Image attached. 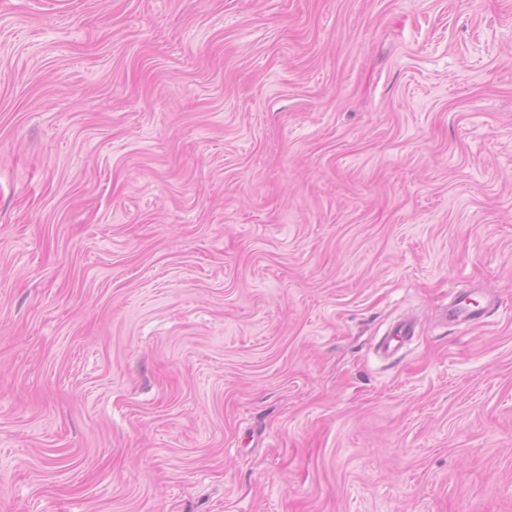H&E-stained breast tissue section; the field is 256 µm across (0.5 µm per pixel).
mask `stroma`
I'll return each instance as SVG.
<instances>
[{
	"label": "stroma",
	"mask_w": 512,
	"mask_h": 512,
	"mask_svg": "<svg viewBox=\"0 0 512 512\" xmlns=\"http://www.w3.org/2000/svg\"><path fill=\"white\" fill-rule=\"evenodd\" d=\"M0 512H512V0H0ZM470 296V292L464 291L458 292L452 297L444 314L446 323L461 326L470 325L482 320L486 310L473 307ZM415 325L409 319L395 322L389 329L387 336L380 344V350L387 357H397L402 349L413 339Z\"/></svg>",
	"instance_id": "obj_1"
}]
</instances>
